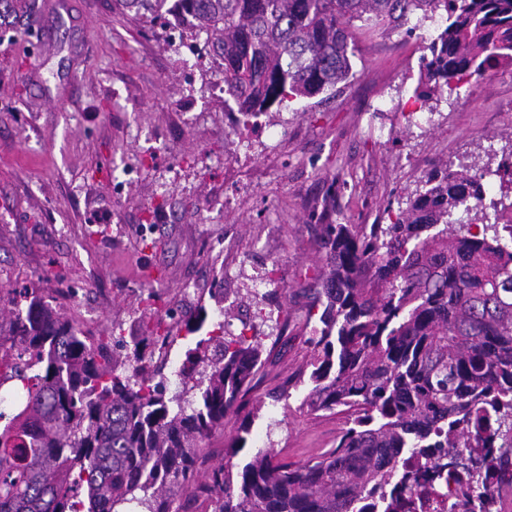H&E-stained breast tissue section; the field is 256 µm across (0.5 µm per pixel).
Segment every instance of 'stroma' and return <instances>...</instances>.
Wrapping results in <instances>:
<instances>
[{
  "mask_svg": "<svg viewBox=\"0 0 512 512\" xmlns=\"http://www.w3.org/2000/svg\"><path fill=\"white\" fill-rule=\"evenodd\" d=\"M27 3L0 23V334L14 329L15 290L40 286L108 344L169 318L179 364L182 320L206 306L204 331L236 334L247 322L272 353L249 395L259 413L245 447L229 455L228 417L202 472L261 448L303 462L333 447L343 416L307 412L305 388L284 389L312 355L313 226L326 215L389 223L387 202H406L443 163L496 168L512 152V69L423 101L421 58L437 28H358L345 85L243 128L185 26L115 0ZM261 310L287 314V326Z\"/></svg>",
  "mask_w": 512,
  "mask_h": 512,
  "instance_id": "obj_1",
  "label": "stroma"
}]
</instances>
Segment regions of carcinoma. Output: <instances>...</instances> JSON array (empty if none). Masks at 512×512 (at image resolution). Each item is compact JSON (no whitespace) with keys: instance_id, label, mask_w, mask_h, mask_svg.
<instances>
[{"instance_id":"obj_1","label":"carcinoma","mask_w":512,"mask_h":512,"mask_svg":"<svg viewBox=\"0 0 512 512\" xmlns=\"http://www.w3.org/2000/svg\"><path fill=\"white\" fill-rule=\"evenodd\" d=\"M163 16L167 0H116ZM445 11L447 25L423 57L436 87L453 91L512 66V0H174L169 11L206 35L239 112L261 113L326 93L352 75L359 21L410 34V16ZM483 195L479 173L434 168L389 224H320L324 257L308 317L303 404L344 415L333 448L305 462L256 453L191 483L205 440L237 417L245 447L248 408L262 366L256 337L204 336L180 374L193 401L165 396L139 366L115 371L100 338L45 302L44 289L12 300L11 346L35 351L18 376L21 420L0 430V512H172L206 492L213 512H356L365 494L395 482L405 448H481L512 430V202L460 224ZM168 339L133 341L128 360Z\"/></svg>"}]
</instances>
